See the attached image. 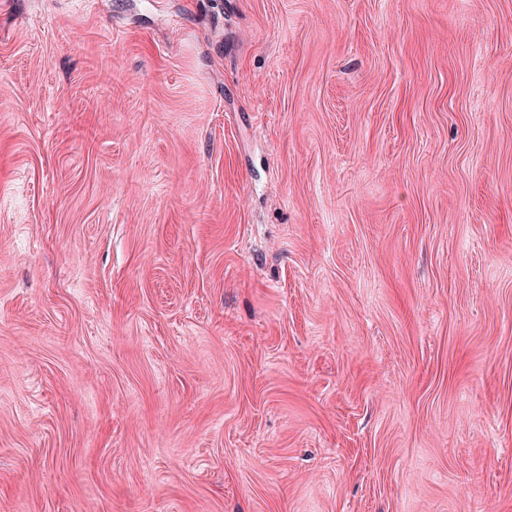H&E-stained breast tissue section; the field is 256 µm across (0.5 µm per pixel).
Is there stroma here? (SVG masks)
<instances>
[{"mask_svg": "<svg viewBox=\"0 0 512 512\" xmlns=\"http://www.w3.org/2000/svg\"><path fill=\"white\" fill-rule=\"evenodd\" d=\"M0 512H512V0H0Z\"/></svg>", "mask_w": 512, "mask_h": 512, "instance_id": "35a3bbf8", "label": "stroma"}]
</instances>
